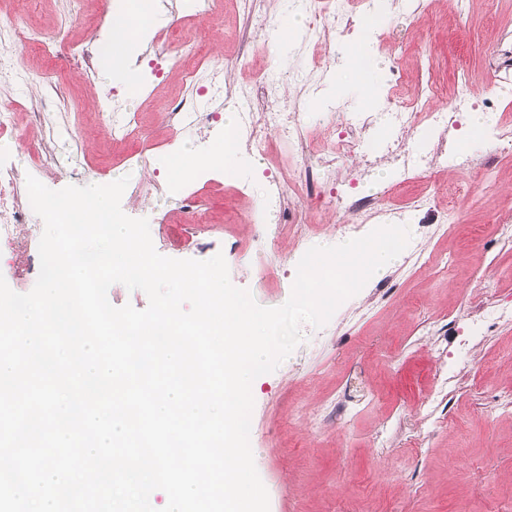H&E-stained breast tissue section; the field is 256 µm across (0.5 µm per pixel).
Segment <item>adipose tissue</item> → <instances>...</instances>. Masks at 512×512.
<instances>
[{
  "instance_id": "1",
  "label": "adipose tissue",
  "mask_w": 512,
  "mask_h": 512,
  "mask_svg": "<svg viewBox=\"0 0 512 512\" xmlns=\"http://www.w3.org/2000/svg\"><path fill=\"white\" fill-rule=\"evenodd\" d=\"M152 22L153 16L146 11L143 0H125L122 9L112 15L111 38L103 45V70L111 71L119 52L139 30L145 29ZM235 127L233 114L225 113L224 140L212 146L208 155L194 153L182 146L173 148L167 160L172 180L180 183L211 168L220 170L225 177H236L238 164L233 144Z\"/></svg>"
}]
</instances>
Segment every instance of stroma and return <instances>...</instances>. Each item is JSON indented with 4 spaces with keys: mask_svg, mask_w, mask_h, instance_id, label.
Listing matches in <instances>:
<instances>
[{
    "mask_svg": "<svg viewBox=\"0 0 512 512\" xmlns=\"http://www.w3.org/2000/svg\"><path fill=\"white\" fill-rule=\"evenodd\" d=\"M175 2L190 35L223 60L231 101L256 106L275 97L297 104L306 131L316 138L366 118L356 87L336 85L344 67L341 43L310 42L308 8L294 10L293 0H255L257 15L269 22L252 32L245 47L236 0H224L223 13L214 15L198 13L195 0ZM117 6L118 0H98L82 13L76 0H38L26 20L59 38L100 41L105 31L93 19ZM387 9V27L401 30L404 39L396 44L369 36V54L380 67L379 104L414 93L423 52L431 54V78L444 91L464 79L477 99L494 96L487 67L512 45V0H469L462 14L454 0H389ZM292 12L298 20L293 42L274 57L269 38ZM174 17L165 16L164 24ZM146 48L138 40L124 65L109 74L78 65L55 72L27 47L0 52V100L20 104L19 124L27 122V107L41 100L37 75L53 73L63 91L60 101L49 104L40 135L0 134V164L53 190L128 178L121 208L129 217L148 219L159 254L197 260L223 254L235 286L248 289L261 306L284 304L307 248L338 239L342 212L310 203L313 229L304 244L273 233L272 225L286 218L292 191L287 183L273 184L264 156L244 149L237 178L209 170L189 186L154 192V183L169 180L173 145L207 152L204 135L212 119L210 101L200 99L199 124L170 135L165 103L199 92L177 73L167 75L160 92L142 86L130 96L128 80L141 82L148 66ZM261 70L268 79L258 85L253 76ZM114 96L122 111L142 115L155 142L138 161L113 146L95 116L98 104ZM390 139L389 125L381 123L362 144L359 157L368 166L355 194L379 207L405 204L423 192L437 202L413 212L410 241L394 266L369 279L325 326L303 324V340L292 354L253 381L250 444L269 512H512V414L496 402L512 390V322L478 336L469 335L466 325L472 302L512 301V243L499 231L512 212V163L501 166L496 182H486L481 167L491 162L492 147L480 144L471 151L478 161L471 171L456 172L433 155L417 179L406 180L386 158ZM43 153L54 157L55 167L41 165ZM191 194L223 223L185 231L184 199ZM450 202L459 215L452 226L443 212ZM43 230L42 219L26 210L14 244L0 245V275L15 292H29L36 283ZM451 369L456 381L434 414H427L436 374ZM383 429L388 444L375 447ZM412 431L421 434L414 452L404 446Z\"/></svg>",
    "mask_w": 512,
    "mask_h": 512,
    "instance_id": "obj_1",
    "label": "stroma"
}]
</instances>
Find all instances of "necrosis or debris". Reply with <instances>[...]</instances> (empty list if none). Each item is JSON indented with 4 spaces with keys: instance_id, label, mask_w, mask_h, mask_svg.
Returning <instances> with one entry per match:
<instances>
[{
    "instance_id": "4bbe7bcc",
    "label": "necrosis or debris",
    "mask_w": 512,
    "mask_h": 512,
    "mask_svg": "<svg viewBox=\"0 0 512 512\" xmlns=\"http://www.w3.org/2000/svg\"><path fill=\"white\" fill-rule=\"evenodd\" d=\"M311 11L309 37L323 42L332 38L344 39L351 35L356 13L353 0H316ZM151 45L158 59L169 69L185 77H195L198 71L209 74L211 82L224 76V63L198 55L196 44L188 38H172L168 30H160L151 38ZM441 92L433 82L420 84L419 92L409 102L392 104L385 113L396 133L388 157L401 173L418 170L428 159L427 153L415 152L408 144L410 129L449 131V113H463L475 105L468 83L458 82L446 106L432 109L428 103L439 98ZM284 133L283 141L270 137L271 131ZM368 126L354 127L338 133L323 142L313 141L305 133L297 113L282 111L271 104L261 110L243 112L240 129L235 137L236 145L265 155L270 166H277L281 155L295 159V166L288 169V181L292 185L294 209L286 224L279 230L293 239H305L308 218L305 206L314 199L327 197L329 207H342L346 212L358 214L367 208V200L354 198L349 193L325 195V185H339L340 175L346 162L358 153L368 136ZM22 197L18 191V174L12 168L0 165V240L12 239L16 224L22 223Z\"/></svg>"
}]
</instances>
